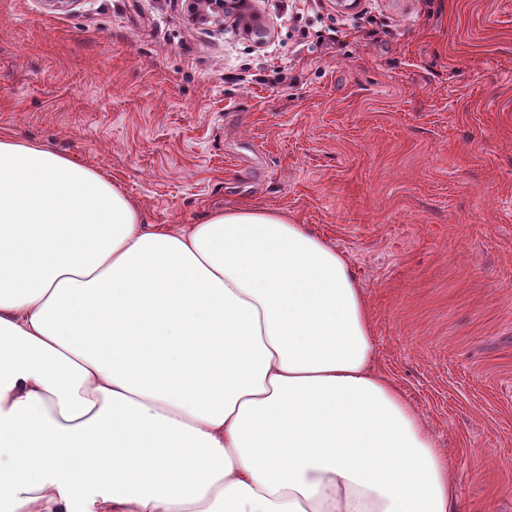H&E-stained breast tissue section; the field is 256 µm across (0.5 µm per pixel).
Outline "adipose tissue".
<instances>
[{"label":"adipose tissue","mask_w":512,"mask_h":512,"mask_svg":"<svg viewBox=\"0 0 512 512\" xmlns=\"http://www.w3.org/2000/svg\"><path fill=\"white\" fill-rule=\"evenodd\" d=\"M347 259L287 212L151 224L0 132V512H457Z\"/></svg>","instance_id":"1"}]
</instances>
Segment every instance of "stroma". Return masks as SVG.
<instances>
[{"mask_svg":"<svg viewBox=\"0 0 512 512\" xmlns=\"http://www.w3.org/2000/svg\"><path fill=\"white\" fill-rule=\"evenodd\" d=\"M259 0L274 42L182 0H0V131L120 182L151 224L284 210L349 261L376 366L512 512V0Z\"/></svg>","mask_w":512,"mask_h":512,"instance_id":"1","label":"stroma"}]
</instances>
